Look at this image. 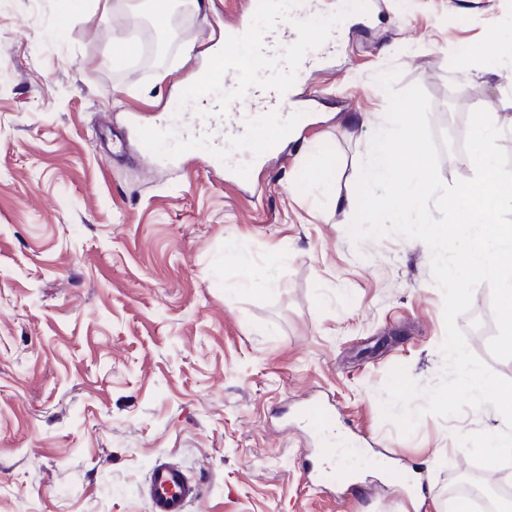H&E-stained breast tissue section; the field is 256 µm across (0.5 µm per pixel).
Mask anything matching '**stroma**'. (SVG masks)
<instances>
[{"mask_svg": "<svg viewBox=\"0 0 512 512\" xmlns=\"http://www.w3.org/2000/svg\"><path fill=\"white\" fill-rule=\"evenodd\" d=\"M247 6L214 0L160 30L130 0H0V512H150L148 472L168 456L202 488L187 512H452L463 472L512 486V465L475 466L457 441L503 431L492 406L424 414L408 436L384 419L393 368L438 379L443 293L424 242L354 241L353 210L336 206L386 123L377 77L395 69L430 99L443 183L473 177L455 116L512 98L494 66L512 0H381L368 20L363 0H322V24L349 26V41L305 77L317 119L252 185L134 146L105 154L102 117L123 132L128 113L179 108L214 24ZM148 32L168 46L150 68L134 55ZM245 269L274 290L240 288ZM457 324L512 380L488 349V284ZM309 392L417 490L369 461L362 495L340 497L341 469L308 486L326 459L298 421Z\"/></svg>", "mask_w": 512, "mask_h": 512, "instance_id": "stroma-1", "label": "stroma"}]
</instances>
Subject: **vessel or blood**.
<instances>
[{
    "label": "vessel or blood",
    "mask_w": 512,
    "mask_h": 512,
    "mask_svg": "<svg viewBox=\"0 0 512 512\" xmlns=\"http://www.w3.org/2000/svg\"><path fill=\"white\" fill-rule=\"evenodd\" d=\"M317 7V0H249L247 16L224 27L222 90L205 84L189 98L202 123L183 129L171 122L133 119L147 158L161 160V141L174 143L175 161L203 146L211 167L224 169L236 183L250 184L253 171L267 157L298 139L312 105L296 104L290 111L286 103L294 99L302 75L321 67L341 42L338 28L316 39L302 37V25ZM300 421L319 436L328 435L332 427L326 406L313 398L307 400ZM147 493L151 512H186L201 487L177 462L161 460L149 473Z\"/></svg>",
    "instance_id": "obj_1"
}]
</instances>
